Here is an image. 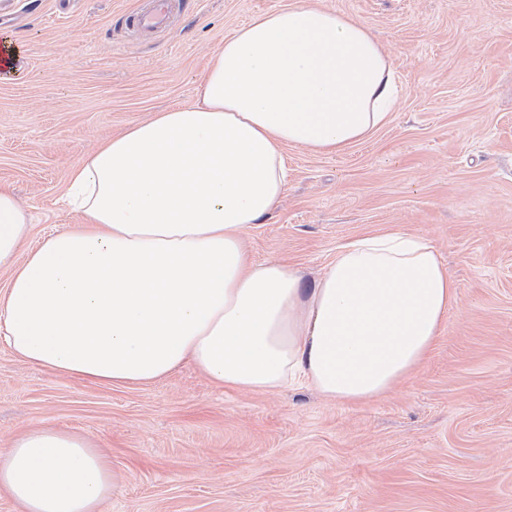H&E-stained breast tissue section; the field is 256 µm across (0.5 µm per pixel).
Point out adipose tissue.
I'll list each match as a JSON object with an SVG mask.
<instances>
[{
    "instance_id": "1",
    "label": "adipose tissue",
    "mask_w": 512,
    "mask_h": 512,
    "mask_svg": "<svg viewBox=\"0 0 512 512\" xmlns=\"http://www.w3.org/2000/svg\"><path fill=\"white\" fill-rule=\"evenodd\" d=\"M397 98L380 39L292 0L225 36L192 102L87 152L68 175L81 224L26 248L29 217L0 187V338L58 375L149 384L193 363L215 384L305 385L336 402L393 390L427 358L457 286L428 236L340 249L313 280L247 258L288 177L284 149L337 154L386 125ZM23 512H101L112 465L45 428L0 451V494Z\"/></svg>"
}]
</instances>
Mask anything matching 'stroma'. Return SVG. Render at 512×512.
Masks as SVG:
<instances>
[{
	"instance_id": "stroma-1",
	"label": "stroma",
	"mask_w": 512,
	"mask_h": 512,
	"mask_svg": "<svg viewBox=\"0 0 512 512\" xmlns=\"http://www.w3.org/2000/svg\"><path fill=\"white\" fill-rule=\"evenodd\" d=\"M290 2L184 0L139 38L120 26L136 0H15L0 186L28 211L29 246L80 223L74 164L191 101L226 35ZM314 2L379 35L399 99L342 153L286 148L288 185L245 229L247 256L310 280L363 235L422 233L458 303L422 367L365 403L223 388L191 364L107 385L0 344V450L34 428L91 438L114 474L102 512H512V0Z\"/></svg>"
}]
</instances>
